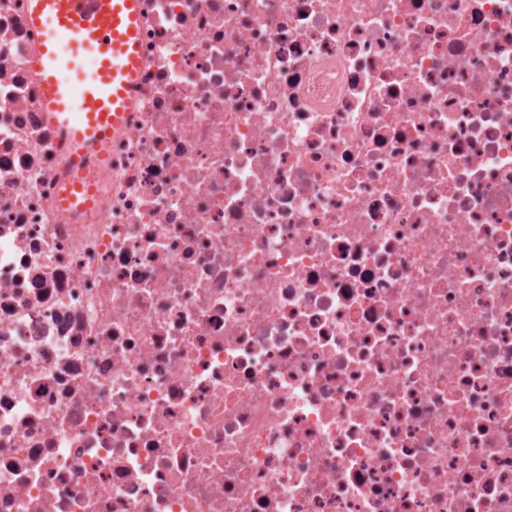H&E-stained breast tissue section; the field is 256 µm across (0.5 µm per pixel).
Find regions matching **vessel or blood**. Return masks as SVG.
I'll return each instance as SVG.
<instances>
[{"mask_svg": "<svg viewBox=\"0 0 512 512\" xmlns=\"http://www.w3.org/2000/svg\"><path fill=\"white\" fill-rule=\"evenodd\" d=\"M139 0H30L29 19L43 32L34 67L48 120L62 138L65 181L59 203L90 207L79 200L89 157L104 158L120 134L134 98L139 69ZM91 57L90 73L79 70Z\"/></svg>", "mask_w": 512, "mask_h": 512, "instance_id": "b4317fda", "label": "vessel or blood"}]
</instances>
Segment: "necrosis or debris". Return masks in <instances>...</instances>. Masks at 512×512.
I'll list each match as a JSON object with an SVG mask.
<instances>
[{
  "label": "necrosis or debris",
  "instance_id": "necrosis-or-debris-1",
  "mask_svg": "<svg viewBox=\"0 0 512 512\" xmlns=\"http://www.w3.org/2000/svg\"><path fill=\"white\" fill-rule=\"evenodd\" d=\"M61 208L0 0V512H512V0H140Z\"/></svg>",
  "mask_w": 512,
  "mask_h": 512
}]
</instances>
